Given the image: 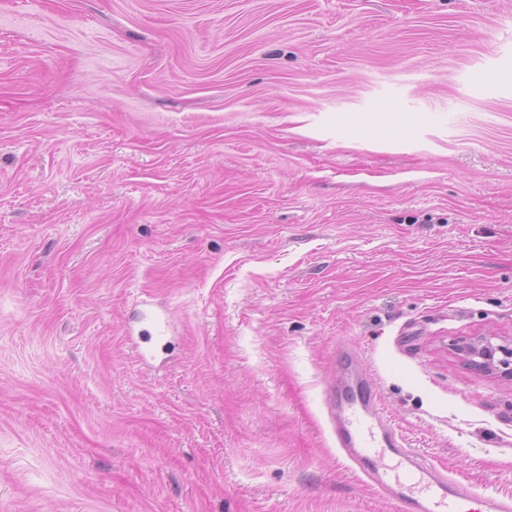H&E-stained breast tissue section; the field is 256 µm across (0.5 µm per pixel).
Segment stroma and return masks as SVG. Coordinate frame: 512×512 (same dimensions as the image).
Masks as SVG:
<instances>
[{"instance_id":"35a3bbf8","label":"stroma","mask_w":512,"mask_h":512,"mask_svg":"<svg viewBox=\"0 0 512 512\" xmlns=\"http://www.w3.org/2000/svg\"><path fill=\"white\" fill-rule=\"evenodd\" d=\"M512 0H0V512H397L512 491ZM167 311L141 362L139 303ZM493 339L492 337H484L477 342L461 345L457 349L480 364L487 365L488 367L500 366L506 370L510 369L512 378V348L511 346L509 348L497 344ZM499 354L502 358L499 357ZM352 367L347 358L345 393L329 400L328 412L334 421L336 447L368 485L396 500L399 512H457V500L464 496L478 499L488 511H512L511 493L467 495L446 469L417 459L409 467L389 465L388 456H407L403 438L384 420L376 393Z\"/></svg>"}]
</instances>
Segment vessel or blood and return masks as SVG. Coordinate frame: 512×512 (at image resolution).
I'll return each instance as SVG.
<instances>
[{"mask_svg":"<svg viewBox=\"0 0 512 512\" xmlns=\"http://www.w3.org/2000/svg\"><path fill=\"white\" fill-rule=\"evenodd\" d=\"M140 320L143 339L164 345L166 314L147 306ZM344 367L350 372L346 390L328 403L337 448L368 485L397 501L398 512H456L464 492L446 471L417 459L407 467L388 464V457L406 456L403 438L385 422L378 397L367 381L352 374V362H345Z\"/></svg>","mask_w":512,"mask_h":512,"instance_id":"b4317fda","label":"vessel or blood"}]
</instances>
